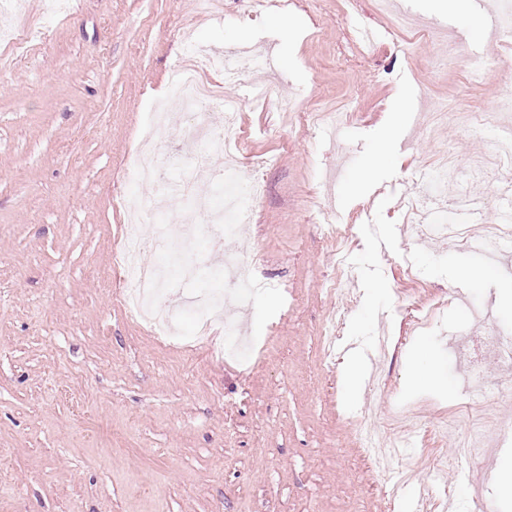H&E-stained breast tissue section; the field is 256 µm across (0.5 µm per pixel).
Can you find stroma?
I'll return each instance as SVG.
<instances>
[{"mask_svg": "<svg viewBox=\"0 0 512 512\" xmlns=\"http://www.w3.org/2000/svg\"><path fill=\"white\" fill-rule=\"evenodd\" d=\"M19 28L25 47L0 41V512H408L358 437L366 420L400 435L401 413L417 425L397 466L433 512H512L497 479L512 449L432 468L465 437L447 421L512 433V364L475 381L466 357L491 333L512 343V247L489 259L405 222L421 173L446 155L473 168L512 127V40L436 0H0V31ZM192 45L242 52L244 82L208 77L269 162L265 193L223 247L198 234L142 258L171 269L184 336L196 296L224 294L225 260L253 261L263 289L226 306L255 362L160 341L112 268L126 198L158 194L130 171L138 134ZM264 84L292 107L254 98ZM304 112L334 115L339 137ZM344 269L358 283L342 296ZM334 315L339 338L391 340L352 398L343 358L322 359Z\"/></svg>", "mask_w": 512, "mask_h": 512, "instance_id": "obj_1", "label": "stroma"}]
</instances>
